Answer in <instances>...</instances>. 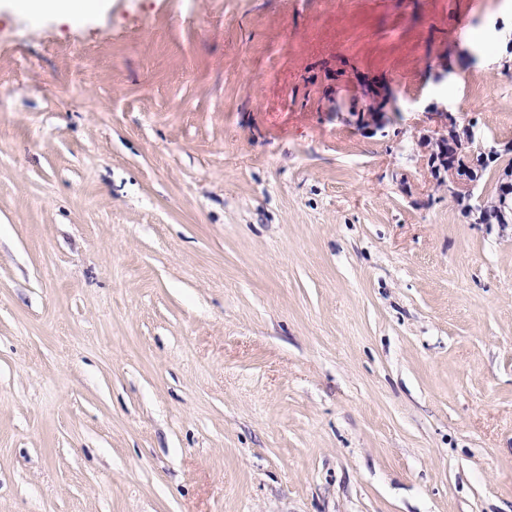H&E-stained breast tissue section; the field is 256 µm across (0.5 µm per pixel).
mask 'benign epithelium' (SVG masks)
Returning a JSON list of instances; mask_svg holds the SVG:
<instances>
[{"instance_id": "1", "label": "benign epithelium", "mask_w": 512, "mask_h": 512, "mask_svg": "<svg viewBox=\"0 0 512 512\" xmlns=\"http://www.w3.org/2000/svg\"><path fill=\"white\" fill-rule=\"evenodd\" d=\"M366 105L359 113V126L372 132L381 130L389 117L401 114L398 98L386 86H373L365 92ZM439 129L437 135L418 139L420 146H430L428 163L431 173L438 180L448 176V193L463 205V212L472 224H512V163L499 168L494 175L495 203L493 209L485 206V197L473 198L477 183L476 169L484 160L500 155L498 142L473 148V125L462 124L459 114L448 110L444 104L433 106Z\"/></svg>"}]
</instances>
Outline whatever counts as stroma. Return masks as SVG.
Masks as SVG:
<instances>
[{"label":"stroma","instance_id":"obj_1","mask_svg":"<svg viewBox=\"0 0 512 512\" xmlns=\"http://www.w3.org/2000/svg\"><path fill=\"white\" fill-rule=\"evenodd\" d=\"M512 0L0 11V512H512ZM447 68L448 79L428 81ZM402 116L357 131L365 85ZM432 108L440 128L436 136L425 135L418 139L417 144L431 145L428 163L433 176L441 183H445L440 174L441 172L447 174L448 193L458 203L464 204L463 212L470 223L512 224V163L509 162L495 172V198L491 195L487 196L486 200L487 204H491L495 199L493 209L490 210L485 206L486 196H480L473 204L470 203L479 177L475 170L481 168L488 157L497 158L500 155L499 143L493 141L474 149V131L470 122L461 125L459 114L449 111L447 105L435 104ZM448 147L451 149L449 159ZM486 168L485 163L482 171Z\"/></svg>","mask_w":512,"mask_h":512}]
</instances>
